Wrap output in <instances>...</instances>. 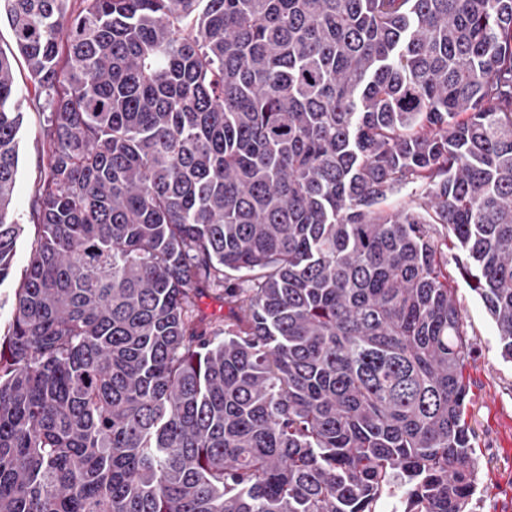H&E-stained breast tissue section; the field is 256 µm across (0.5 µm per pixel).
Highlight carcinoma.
<instances>
[{
  "label": "carcinoma",
  "instance_id": "1",
  "mask_svg": "<svg viewBox=\"0 0 512 512\" xmlns=\"http://www.w3.org/2000/svg\"><path fill=\"white\" fill-rule=\"evenodd\" d=\"M2 14L50 115L0 335V512H466L468 345L432 230L512 360V0ZM13 86L0 51V281ZM410 183L424 204L383 207Z\"/></svg>",
  "mask_w": 512,
  "mask_h": 512
}]
</instances>
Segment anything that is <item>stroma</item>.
<instances>
[{"label": "stroma", "instance_id": "stroma-1", "mask_svg": "<svg viewBox=\"0 0 512 512\" xmlns=\"http://www.w3.org/2000/svg\"><path fill=\"white\" fill-rule=\"evenodd\" d=\"M15 96L23 114L19 134V162L12 214L23 227L14 248L10 275L0 281V330L12 320L14 292L28 265L38 235L34 202L46 178L42 129L48 115L45 95L36 93L23 59L14 63ZM443 258L449 259L448 284L462 310L471 351L466 365L469 396L466 421L477 457V491L470 512H512V362L501 355L494 320L482 300L453 264L444 229L434 231Z\"/></svg>", "mask_w": 512, "mask_h": 512}]
</instances>
